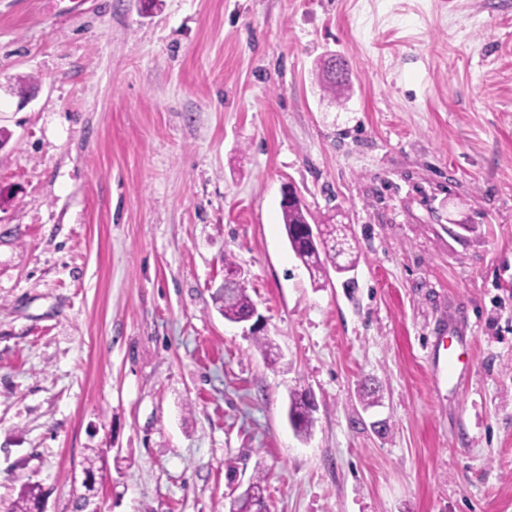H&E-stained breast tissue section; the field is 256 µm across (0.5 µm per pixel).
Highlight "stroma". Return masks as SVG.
<instances>
[{"mask_svg":"<svg viewBox=\"0 0 512 512\" xmlns=\"http://www.w3.org/2000/svg\"><path fill=\"white\" fill-rule=\"evenodd\" d=\"M0 129V512H512V0H0ZM280 205L289 246L314 283H319L327 276V262L330 260L334 263L336 256L348 255L350 257L348 265L344 266H354L356 257L349 243L347 224L315 222L316 220L301 200L291 203L281 200ZM308 218L321 230L320 237L316 241L308 239L305 233V229L310 224ZM213 301L218 311L224 316V319L229 322H237L246 317L253 309V302L247 293V286L245 281L233 283L227 288H220L213 296ZM253 315V316H252ZM256 318V321L250 326V329L257 331L261 328V317L257 315L254 310L243 321L250 318ZM241 321V322H243ZM288 420L296 435L307 439L314 425L312 413L315 409L312 396L306 390H294L289 396ZM264 480L265 477L258 470L257 475L252 477L249 486L234 497L230 503V510L232 512H267L264 498Z\"/></svg>","mask_w":512,"mask_h":512,"instance_id":"obj_1","label":"stroma"}]
</instances>
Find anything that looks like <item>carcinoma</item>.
Returning <instances> with one entry per match:
<instances>
[{
  "mask_svg": "<svg viewBox=\"0 0 512 512\" xmlns=\"http://www.w3.org/2000/svg\"><path fill=\"white\" fill-rule=\"evenodd\" d=\"M282 220L289 246L295 257L308 271L310 279L317 283L327 276V262L335 261L336 257L349 256L348 266L356 263L352 247L348 239V225L339 222L319 223L320 237L316 241L307 238V228L311 213L303 201L281 203ZM218 311L229 322H237L246 317L253 309V302L247 293L246 282H236L220 288L213 296ZM312 396L307 391H293L289 396L288 420L296 435L308 438L312 433L314 406ZM265 477L262 472L253 476L249 486L234 497L230 503L231 512H267L264 498ZM41 493L39 485L25 487L16 503L13 512H31L32 500Z\"/></svg>",
  "mask_w": 512,
  "mask_h": 512,
  "instance_id": "cac0c4a2",
  "label": "carcinoma"
}]
</instances>
